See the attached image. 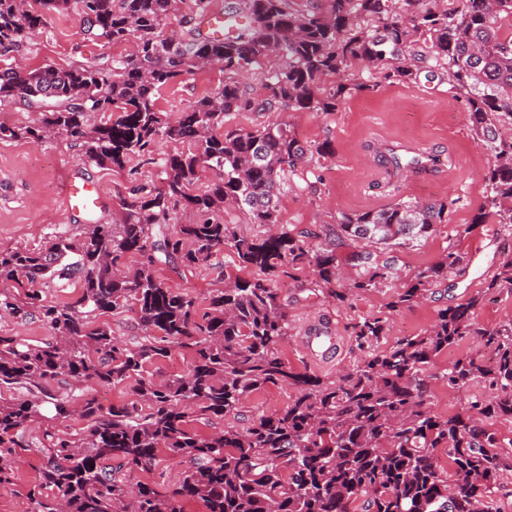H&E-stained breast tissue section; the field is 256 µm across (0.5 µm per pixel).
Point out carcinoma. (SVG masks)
Segmentation results:
<instances>
[{
    "label": "carcinoma",
    "instance_id": "cac0c4a2",
    "mask_svg": "<svg viewBox=\"0 0 512 512\" xmlns=\"http://www.w3.org/2000/svg\"><path fill=\"white\" fill-rule=\"evenodd\" d=\"M181 2L0 0V56L17 51L52 14L70 11L92 39L135 45L127 56L101 54L67 68H1L0 100L36 119L25 127L0 123V140L64 135L88 161L112 169L132 157L154 162L162 139L196 146L168 156L163 186L138 188L117 222L86 224L38 251L0 246V284H12L0 289V314L37 318L51 332L36 344L0 333V485L15 482L17 449L26 448L43 460L39 481L26 490L30 512H184L190 500L202 501L206 512H485L498 477L512 470V452L502 451L485 423L512 418V320L476 329L471 312L512 286V249L484 295L441 309L426 334L377 352L388 314L466 269V256L450 247L399 282L396 249L432 236L448 204L401 199L343 213L326 230L325 244L312 248L280 223L279 197L290 177L304 175L298 166L319 165L333 149L302 144L286 122L215 130L235 112H334L383 82L445 87L463 101L472 131L494 157L474 223L491 220L512 231V135L503 133L512 128V0H313L306 8L294 0H234L227 12L234 32L222 38L190 19L166 34ZM272 55L280 63L271 70ZM214 65L224 70V86L175 119L157 109L161 87ZM247 71L264 95L239 80ZM332 75L336 80L326 83ZM93 113L100 123L90 122ZM378 156L394 175L420 164L403 153ZM206 168L218 178L196 193ZM228 209L271 231L242 233L224 221ZM180 210L195 221L171 225ZM355 243L380 252L354 254L357 277L346 281L337 251ZM221 250L255 275L226 279L203 303L157 276L160 263L205 267ZM136 255L135 266L124 265ZM306 268L339 304L361 291L394 289L387 313L355 325L368 355L337 381L297 373L281 353L288 313L275 278ZM75 276L81 292L71 302L51 301L33 287L63 288ZM128 310L139 332L131 344L97 321ZM473 335L494 347L495 363L460 359L443 377L454 389L484 379L496 396L439 417L427 405L421 376L441 352ZM173 348L191 351L187 374L143 377L146 363ZM123 383L126 399L108 407L98 401L96 386ZM268 385L295 390L286 408L246 427L215 426ZM73 416L84 426L74 434L60 430ZM161 448L183 463L178 481L129 483L153 470ZM440 448L448 453L446 470Z\"/></svg>",
    "mask_w": 512,
    "mask_h": 512
}]
</instances>
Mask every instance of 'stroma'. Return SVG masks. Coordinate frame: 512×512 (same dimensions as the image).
Returning a JSON list of instances; mask_svg holds the SVG:
<instances>
[{"label":"stroma","instance_id":"1","mask_svg":"<svg viewBox=\"0 0 512 512\" xmlns=\"http://www.w3.org/2000/svg\"><path fill=\"white\" fill-rule=\"evenodd\" d=\"M132 44L104 46L89 38L76 14L51 16L46 28L33 35L20 51L0 57V67L11 65L32 70L48 64L69 66L101 52L121 57L131 53ZM224 83V73L216 66L177 78L162 87L156 96L160 111L176 114ZM288 122L302 143L331 144L334 155L315 168L309 180L292 177L280 197V220L293 232L306 235L313 247L322 246L328 226L342 213H357L393 205L399 199L448 201L443 224L421 246L398 250V273L408 277L435 263L447 248H455L469 260L464 274L449 275L433 286L427 296L411 307L393 312L380 349H387L405 337L419 336L431 329L440 309L483 291L497 271L501 249L512 238L497 224H477L473 217L486 196L484 175L493 163L492 155L472 133L467 111L461 101L446 91H432L401 84H383L374 92H358L334 112H240L230 115L231 128L249 130ZM391 139L414 150L453 151L457 165L452 176L427 179L402 177L400 190H390L384 167L376 156L379 140ZM74 177L98 183L104 197L93 215L71 210L65 203L64 187ZM164 175L159 164L130 159L124 169H108L83 158L81 148L66 137L45 143L28 139L0 140V245L42 248L55 235L78 233L82 225L105 224L120 211L121 203L132 200L138 187H158ZM233 266L228 252L217 255L210 267L160 266L158 276L165 287L196 300L223 287L224 275ZM275 286L288 311V336L281 352L294 371L335 380L351 372L365 358L351 334L355 323L383 311L391 291L378 288L351 297L339 304L324 297L314 286L311 271L281 276ZM328 329L337 339V350L326 362L312 361L303 351L302 337ZM475 357L492 360V350L478 337L469 336L442 352L424 376L429 407L445 417L472 401L492 399L488 382L476 380L463 389L449 388L443 374L458 359ZM294 395L293 388L268 386L252 394L240 405L232 424L283 409ZM42 458L25 451L15 484L0 486V512H28L27 487L38 481Z\"/></svg>","mask_w":512,"mask_h":512}]
</instances>
